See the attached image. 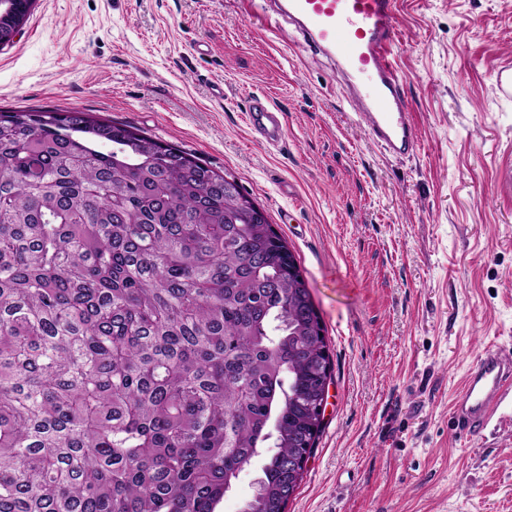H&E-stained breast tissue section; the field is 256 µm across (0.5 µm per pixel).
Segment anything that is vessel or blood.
Here are the masks:
<instances>
[{"instance_id": "obj_1", "label": "vessel or blood", "mask_w": 512, "mask_h": 512, "mask_svg": "<svg viewBox=\"0 0 512 512\" xmlns=\"http://www.w3.org/2000/svg\"><path fill=\"white\" fill-rule=\"evenodd\" d=\"M275 23L295 33V47L314 50L327 59L341 79L346 99L358 108L372 142L394 158L412 154L419 130L400 93L394 63L396 0H253ZM248 123L269 146L286 135L283 112L266 99H253ZM512 403V361L487 348L478 356L454 402L460 433L482 436L498 410Z\"/></svg>"}]
</instances>
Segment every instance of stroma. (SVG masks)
<instances>
[{"label":"stroma","mask_w":512,"mask_h":512,"mask_svg":"<svg viewBox=\"0 0 512 512\" xmlns=\"http://www.w3.org/2000/svg\"><path fill=\"white\" fill-rule=\"evenodd\" d=\"M394 60L419 128L406 158L354 122L326 60L250 0H37L0 49V110H81L239 182L287 241L333 381L287 512H512V416L459 434L479 352L512 358V0H399ZM223 83L224 96L214 87ZM285 115L259 142L253 97Z\"/></svg>","instance_id":"obj_1"}]
</instances>
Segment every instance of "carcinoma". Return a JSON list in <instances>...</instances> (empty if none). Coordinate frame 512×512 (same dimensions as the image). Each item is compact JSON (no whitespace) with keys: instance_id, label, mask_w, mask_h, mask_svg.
<instances>
[{"instance_id":"cac0c4a2","label":"carcinoma","mask_w":512,"mask_h":512,"mask_svg":"<svg viewBox=\"0 0 512 512\" xmlns=\"http://www.w3.org/2000/svg\"><path fill=\"white\" fill-rule=\"evenodd\" d=\"M243 187L91 112L0 110V512H286L332 380ZM263 455L255 457L246 465L240 474L233 490L224 497L223 503L217 509L219 512H240L244 502L255 491L257 481L263 478Z\"/></svg>"}]
</instances>
